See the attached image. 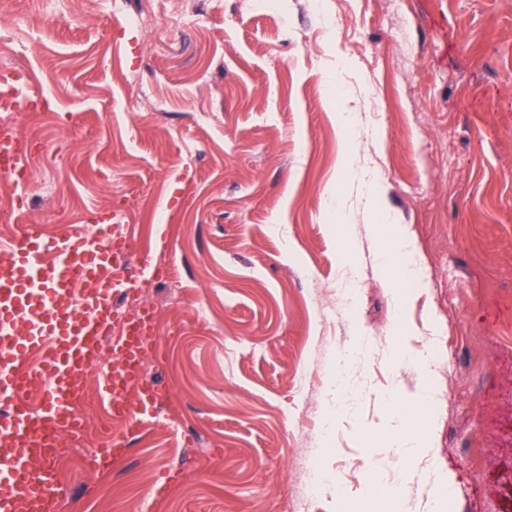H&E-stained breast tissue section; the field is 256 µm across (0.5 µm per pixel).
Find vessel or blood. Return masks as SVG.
Listing matches in <instances>:
<instances>
[{"instance_id":"b4317fda","label":"vessel or blood","mask_w":512,"mask_h":512,"mask_svg":"<svg viewBox=\"0 0 512 512\" xmlns=\"http://www.w3.org/2000/svg\"><path fill=\"white\" fill-rule=\"evenodd\" d=\"M35 94L25 72L0 70L1 110L23 108ZM28 166L23 144L1 132L0 177L24 189ZM128 251L123 237L67 229L49 236L38 224L21 225L0 243V512H51L60 484L48 464L49 442L73 426L89 372L116 416L133 428L145 423L124 396L153 319H126L112 307L121 285L113 266ZM110 333L119 358L101 365V338ZM32 378L45 384L41 400L19 402V388Z\"/></svg>"}]
</instances>
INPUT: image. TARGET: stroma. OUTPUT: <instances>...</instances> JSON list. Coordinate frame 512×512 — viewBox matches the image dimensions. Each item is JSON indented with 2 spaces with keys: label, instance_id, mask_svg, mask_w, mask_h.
Instances as JSON below:
<instances>
[{
  "label": "stroma",
  "instance_id": "stroma-1",
  "mask_svg": "<svg viewBox=\"0 0 512 512\" xmlns=\"http://www.w3.org/2000/svg\"><path fill=\"white\" fill-rule=\"evenodd\" d=\"M315 2L0 0V67L51 103L0 225L113 218L155 269L158 397L95 430L120 463L58 460L68 512H291L319 472L305 512H512V0ZM381 209L426 287L379 263ZM399 340L439 354L410 464L377 435L424 378Z\"/></svg>",
  "mask_w": 512,
  "mask_h": 512
}]
</instances>
